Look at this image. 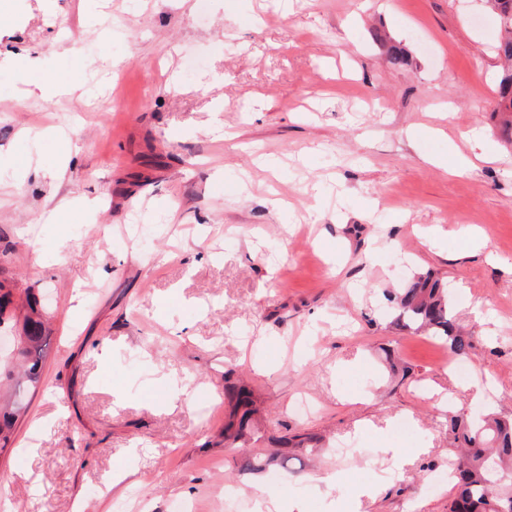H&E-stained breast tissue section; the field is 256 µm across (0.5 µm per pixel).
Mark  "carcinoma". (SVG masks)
Returning a JSON list of instances; mask_svg holds the SVG:
<instances>
[{"mask_svg": "<svg viewBox=\"0 0 512 512\" xmlns=\"http://www.w3.org/2000/svg\"><path fill=\"white\" fill-rule=\"evenodd\" d=\"M490 3L498 16L509 20L498 46L508 67L499 79L497 111L512 113V0ZM385 299L394 327L428 331L458 359L474 354L472 337L455 323L448 288L434 273L413 275L397 291L386 293ZM7 312L22 327L17 355L11 361H0V375L18 372L23 382L34 386L41 379L49 346L43 307L29 293L15 302L11 290L0 285V318ZM224 393L233 402L232 419L224 425V447L235 448L247 436L256 408L243 385L226 388ZM19 414L18 408H0V450L9 445ZM452 432L461 448L453 468L456 495L448 503V512H512V417L495 413L460 417L453 420ZM290 460L288 451L276 449L264 456L246 457L244 470L259 473L276 464L285 467Z\"/></svg>", "mask_w": 512, "mask_h": 512, "instance_id": "cac0c4a2", "label": "carcinoma"}]
</instances>
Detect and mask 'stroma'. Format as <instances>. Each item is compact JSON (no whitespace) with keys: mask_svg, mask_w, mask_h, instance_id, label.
<instances>
[{"mask_svg":"<svg viewBox=\"0 0 512 512\" xmlns=\"http://www.w3.org/2000/svg\"><path fill=\"white\" fill-rule=\"evenodd\" d=\"M53 3L0 17V286L44 296L51 330L36 392L0 379V405L26 403L0 452V512H448L453 485L433 478L451 415H512L496 13L106 0L96 24L87 0ZM25 53L72 93L27 95L40 74L16 66ZM427 270L473 338L468 375L389 324L384 291ZM228 380L254 393L245 452L285 435L321 452L241 471ZM165 384L183 395L156 399Z\"/></svg>","mask_w":512,"mask_h":512,"instance_id":"35a3bbf8","label":"stroma"}]
</instances>
